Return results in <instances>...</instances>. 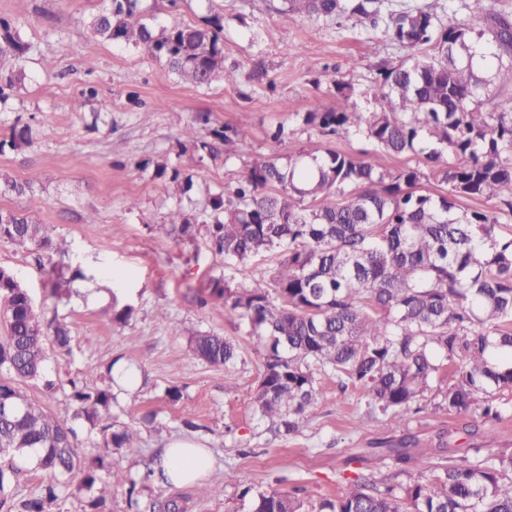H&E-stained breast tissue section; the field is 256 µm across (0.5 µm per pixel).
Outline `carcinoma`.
Here are the masks:
<instances>
[{"label":"carcinoma","mask_w":512,"mask_h":512,"mask_svg":"<svg viewBox=\"0 0 512 512\" xmlns=\"http://www.w3.org/2000/svg\"><path fill=\"white\" fill-rule=\"evenodd\" d=\"M140 0H109L91 27L104 41L142 48L166 59L185 84L209 85L218 73L235 84L240 72L224 67L223 18L200 24L160 27L143 22ZM483 16L493 37L494 76L512 85V17ZM283 12L334 21L356 18L366 30L381 32L402 46L428 56L379 72L382 111L364 117L346 111L345 85L334 69L324 70L340 101L325 111L308 112L305 123L348 139L365 127L374 146L389 155L426 152L429 172L418 168L380 170L353 155L328 150L300 154L283 165L269 155L252 159L246 174L229 192L209 199L210 221L177 209L163 225L166 235L183 243L203 237L224 259L247 265L262 250L283 256L271 288H233L213 279L209 296L246 319L251 335L266 349L254 398V411L272 433L294 434L308 421L323 396L319 375L329 372L345 389L353 386L367 407L381 412L404 433L388 458L402 466L417 462V438L407 431L410 405L432 388L443 369L451 370L440 407L448 413L499 419L492 389L512 387V97L486 112L474 105L484 84L469 53L471 27L456 17L442 20L419 8L390 10L382 0H282ZM31 48L10 22L0 19V99L13 87L7 64ZM205 134L190 125L181 133L198 161L215 163L233 152L248 132L198 118ZM29 125L14 126L0 152L30 144ZM143 167L166 183L167 191L186 195L190 175L168 159ZM430 181L442 192L424 189ZM493 203L490 209L464 206ZM0 223V241L38 253L45 287L58 300L70 296L81 270L54 260L68 254L67 242L33 217L10 212ZM0 407L11 398L26 402L20 415L0 413V451L31 454L54 476L23 502L24 512H50L62 478L78 471L80 486L97 488L88 502L102 508L112 490L129 494L150 485L143 475L112 470L111 449L135 453L137 434L112 429L117 403L112 383L96 373L70 380L67 403L54 411L33 399L24 386L45 379L48 350L67 352V322L43 325L33 305L0 268ZM194 357L217 368L234 364L238 346L222 336L197 331L188 337ZM99 426L104 448L87 458L74 422ZM432 479L410 476L406 486L382 488L365 477L342 496L324 499L317 512H512V451L482 459L454 456L440 436ZM151 512H184L179 498H157ZM249 512H308L300 489L258 492Z\"/></svg>","instance_id":"1"}]
</instances>
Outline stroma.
Segmentation results:
<instances>
[{
	"label": "stroma",
	"mask_w": 512,
	"mask_h": 512,
	"mask_svg": "<svg viewBox=\"0 0 512 512\" xmlns=\"http://www.w3.org/2000/svg\"><path fill=\"white\" fill-rule=\"evenodd\" d=\"M281 0H141L151 25L197 24L217 13L223 17L224 64L238 67L237 84L216 79L210 85L182 84L165 60L142 49L98 40L90 26L104 0H0V19L17 26L30 50L12 61L14 86L0 100V140L16 122L29 124L31 143L0 154V173L24 186V193L0 187V209L30 213L54 225L67 238L72 268L83 280L67 305H56L33 255L0 242V268L27 289L42 322L66 317L71 353L50 351L47 375L53 388L32 384L28 394L60 409L71 379L113 360L137 368L146 384L137 395H119L112 415L118 425L140 434L137 455L113 450L112 468L145 471L167 442L191 438L207 448L214 467L201 485H157L154 495H182L186 512H248L235 485L224 476L237 473L254 491L301 487L308 506L350 491L355 474L375 482L406 475L383 467L379 449L397 442L400 433L382 419L360 418L358 389H339L334 377L320 376L324 391L309 421L295 434L266 431L253 400L264 346L246 336L238 316L220 300L199 306L198 293L210 278L235 286L269 283L279 266L278 252L259 253L247 268L225 263L204 240L178 244L155 232L171 210L206 214L210 194L240 179L254 155L288 160L306 151L330 148L380 167L427 169L423 155L391 156L375 150L365 134L338 139L305 124V113L333 106L339 94L320 78L324 66L338 70L345 83L349 111L379 110L374 86L378 72L409 60L411 52L392 38L372 34L354 21L338 24L280 12ZM54 61L56 74L45 73L43 59ZM263 68L266 80L251 79ZM98 87L97 100L77 106L85 82ZM108 113H101V104ZM211 113L221 124L244 128L247 139L236 152L216 163L198 162L180 153L177 141L196 113ZM168 157L172 167L192 176L188 195L168 196L161 180L142 169L144 160ZM134 306L126 323L109 315L113 304ZM207 331L234 340L240 357L230 372L194 358L188 338ZM178 388L179 401L165 391ZM504 418L484 421L472 415H448L438 390L426 392L409 413V430L419 441L420 469L436 461L438 436L452 431L459 456H473L486 431L496 445L512 448V389L495 391ZM156 414L145 424V412ZM195 429H186L184 420ZM13 468L5 495L12 506L36 493L44 480L33 460L0 454V468Z\"/></svg>",
	"instance_id": "35a3bbf8"
}]
</instances>
